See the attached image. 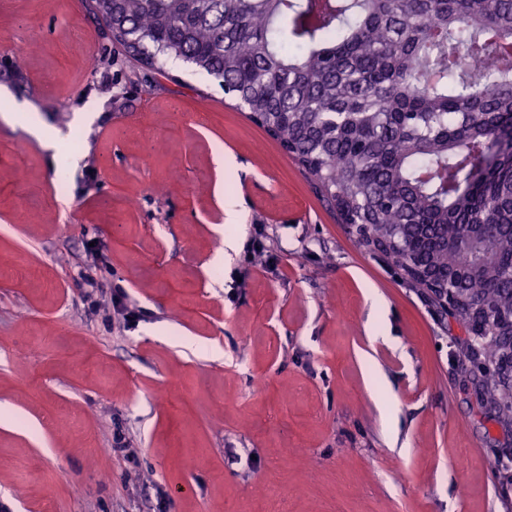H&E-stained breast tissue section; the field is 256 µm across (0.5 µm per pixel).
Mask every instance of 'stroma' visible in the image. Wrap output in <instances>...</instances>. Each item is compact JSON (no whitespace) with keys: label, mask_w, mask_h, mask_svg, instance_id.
<instances>
[{"label":"stroma","mask_w":512,"mask_h":512,"mask_svg":"<svg viewBox=\"0 0 512 512\" xmlns=\"http://www.w3.org/2000/svg\"><path fill=\"white\" fill-rule=\"evenodd\" d=\"M88 4L0 0V96L57 134L0 117V502L512 512V428L482 404L455 321L217 81L141 68ZM226 234L262 235L275 265L216 251ZM93 242L142 310L132 329L83 301Z\"/></svg>","instance_id":"obj_1"}]
</instances>
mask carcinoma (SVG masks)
Segmentation results:
<instances>
[{
    "label": "carcinoma",
    "mask_w": 512,
    "mask_h": 512,
    "mask_svg": "<svg viewBox=\"0 0 512 512\" xmlns=\"http://www.w3.org/2000/svg\"><path fill=\"white\" fill-rule=\"evenodd\" d=\"M112 42L216 79L358 240L475 338L512 421V0H90Z\"/></svg>",
    "instance_id": "1"
}]
</instances>
